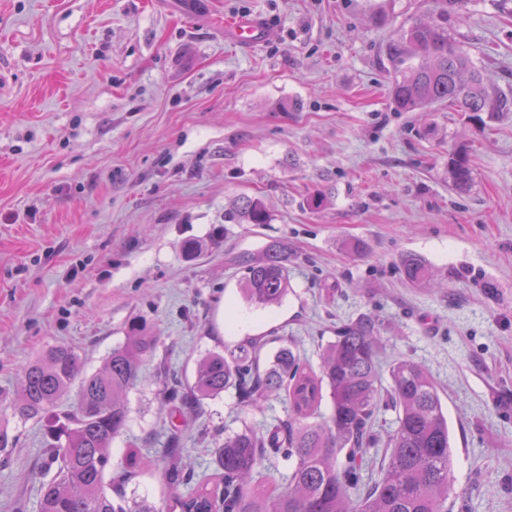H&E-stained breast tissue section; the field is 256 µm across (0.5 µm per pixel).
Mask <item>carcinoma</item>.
Returning a JSON list of instances; mask_svg holds the SVG:
<instances>
[{"mask_svg":"<svg viewBox=\"0 0 512 512\" xmlns=\"http://www.w3.org/2000/svg\"><path fill=\"white\" fill-rule=\"evenodd\" d=\"M426 20H412L386 47L395 69L391 103L398 112H416L446 103L482 128L512 112V93L488 83L484 73L448 34V12L464 0H436ZM450 184L464 189L472 181L468 152L448 157ZM230 224H267L270 214L257 197L241 196L224 212ZM241 294L251 306L272 308L288 295V242L272 241L259 258L242 256ZM405 280L414 286L432 281L419 256L401 259ZM280 342L273 361L260 367V353ZM384 337L367 314L336 328L320 354L319 370L301 357L298 345L281 336L249 338L197 360L193 382L165 381L163 406L193 405L237 391L240 402L256 406L282 396L288 424L263 432L249 427L224 435L214 448L216 480L192 484L175 464L165 469L170 490L167 512H448L452 491L453 440L440 390L428 370L409 360L390 364L383 383L379 360ZM159 337L132 326L123 344L112 349L102 369L80 376L82 359L66 345L48 350L24 368L12 404L22 420L51 419L45 454L52 473H43L39 512H160L125 490H112V441L128 421L126 394L141 380L145 360ZM79 382L72 405L60 400ZM330 413L320 412L324 398ZM395 413L386 434L375 429L382 411ZM291 461L288 487L276 491L256 476L267 449Z\"/></svg>","mask_w":512,"mask_h":512,"instance_id":"carcinoma-1","label":"carcinoma"}]
</instances>
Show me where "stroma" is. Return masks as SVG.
<instances>
[{"label":"stroma","mask_w":512,"mask_h":512,"mask_svg":"<svg viewBox=\"0 0 512 512\" xmlns=\"http://www.w3.org/2000/svg\"><path fill=\"white\" fill-rule=\"evenodd\" d=\"M0 0V512H38L49 419L10 403L22 368L68 345L100 370L130 324L160 342L127 394L109 479L164 506L178 439L194 481L225 432L287 423L288 404L235 391L182 418L161 409L165 374L254 336L295 341L311 365L337 326L374 314L383 364L410 359L438 383L461 512H512V112L487 128L442 104L391 106L387 42L434 0ZM272 31L239 47L225 20ZM448 32L490 82L512 91V0H468ZM466 148L473 181L448 180ZM321 206H309L314 195ZM241 196L266 224H229ZM287 241L290 292L260 309L238 259ZM197 241L198 254L184 252ZM435 287L402 277L403 255Z\"/></svg>","instance_id":"35a3bbf8"}]
</instances>
